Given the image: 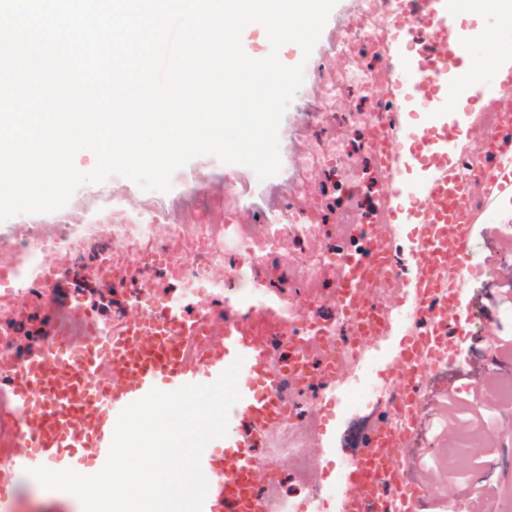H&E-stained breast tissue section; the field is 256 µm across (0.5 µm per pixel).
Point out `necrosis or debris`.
Instances as JSON below:
<instances>
[{
    "label": "necrosis or debris",
    "mask_w": 512,
    "mask_h": 512,
    "mask_svg": "<svg viewBox=\"0 0 512 512\" xmlns=\"http://www.w3.org/2000/svg\"><path fill=\"white\" fill-rule=\"evenodd\" d=\"M406 11L407 0H355L313 74L316 95L300 104L313 141L291 154L290 188L259 223H243L244 196L232 177L221 190L201 188L179 202L160 191L136 198L109 192L48 223L19 215L0 243V363L24 360L62 331L67 313L104 314L120 324L149 299H164L210 323L249 314L253 335L284 374L287 409L276 447H305L307 426L334 413L339 400L356 411L381 410L391 377L359 375L370 348L337 308L336 284L360 288L353 268L373 235L416 237L415 229L386 223L382 192L385 146L396 136L386 60ZM461 179L480 223L512 233V217L483 202L493 174L466 170ZM415 262V254L393 250L390 274L372 286L378 336L397 329L406 339L417 329L415 298L391 301L411 286ZM51 275L59 286L50 294L43 282ZM340 491L295 483L281 467L260 493L280 512H328Z\"/></svg>",
    "instance_id": "4bbe7bcc"
}]
</instances>
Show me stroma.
Masks as SVG:
<instances>
[{
    "instance_id": "1",
    "label": "stroma",
    "mask_w": 512,
    "mask_h": 512,
    "mask_svg": "<svg viewBox=\"0 0 512 512\" xmlns=\"http://www.w3.org/2000/svg\"><path fill=\"white\" fill-rule=\"evenodd\" d=\"M247 181L246 166L228 165L212 156L191 160L171 178L172 190L182 193L196 188L222 186L226 173ZM501 230L494 224L476 226L470 242V259L476 274L464 288L473 305L470 326L456 345V361L440 376L434 390L430 418L449 416L446 432L440 433L442 450L448 456L445 470L426 462L422 447L404 449L408 473L423 482L453 490L458 512H512V399L500 390L512 380V351L491 352L486 336L503 325L499 305L512 286V270L496 265L491 257L499 246ZM456 408H449V399ZM367 418L348 422L329 421L318 438V460H287L299 475L336 477L335 463L347 459L357 432L370 426Z\"/></svg>"
}]
</instances>
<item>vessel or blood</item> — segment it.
<instances>
[{"instance_id":"vessel-or-blood-1","label":"vessel or blood","mask_w":512,"mask_h":512,"mask_svg":"<svg viewBox=\"0 0 512 512\" xmlns=\"http://www.w3.org/2000/svg\"><path fill=\"white\" fill-rule=\"evenodd\" d=\"M415 24L429 36L427 75L394 62L399 87L390 97L393 120L420 108L443 112L456 99L461 84L471 92L497 87L512 98V11L493 17L496 29L507 36L498 61L481 74L464 64L456 41L459 14L453 0H409ZM410 147L391 144L394 158L409 157L423 176L412 181L389 173L384 195L389 221L418 225L415 299L423 314L421 329L398 347L392 360L390 404L413 400L412 426H419L425 404L415 403L425 385L424 372L410 363L435 344L450 346L461 333L470 304L458 282L471 272L469 241L474 213H463L457 184L462 169L493 168L496 190L512 194V167L496 166L464 152L459 133L447 123H424L413 129ZM83 335H63L32 353L22 363H1L0 400L11 408L19 434L13 452L0 456V512H19L16 481L27 470L45 467L72 469L85 475L104 466L120 412L151 390L172 392L187 385L209 384L241 361L243 382L239 401L228 416L224 452L203 450L201 470L208 482L202 512H273L255 485L269 462L281 459L266 452L269 427L284 417L286 401L282 377L252 335L246 319L225 321L217 342L198 345L201 320L176 312L160 318L149 315L124 325L102 324L86 317ZM415 438L380 423L361 440L350 456L342 484L340 512H386L382 489L402 492L405 512H416L424 495L408 475L403 449L416 447Z\"/></svg>"}]
</instances>
